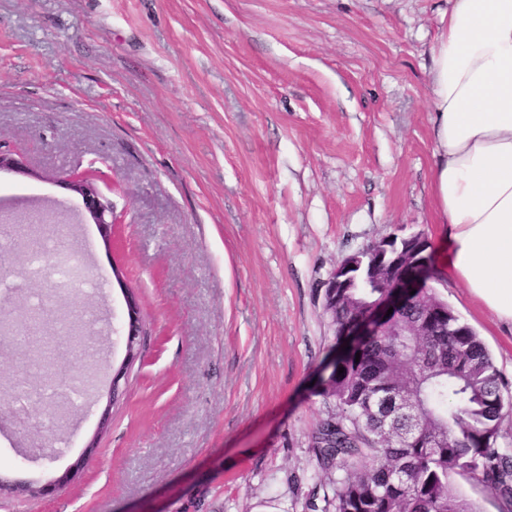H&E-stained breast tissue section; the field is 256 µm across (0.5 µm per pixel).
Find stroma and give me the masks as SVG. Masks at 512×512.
<instances>
[{"label": "stroma", "instance_id": "35a3bbf8", "mask_svg": "<svg viewBox=\"0 0 512 512\" xmlns=\"http://www.w3.org/2000/svg\"><path fill=\"white\" fill-rule=\"evenodd\" d=\"M449 0H0V238L61 331L17 326L0 407L32 364L98 371L34 439L0 417V512H309L311 433L336 354L325 284L348 254L428 238L430 285L489 350L512 395V333L453 280L429 188L430 46ZM120 222L104 244L68 177ZM142 356L109 401L123 288ZM96 440L97 449L84 446ZM76 471L66 486L57 480Z\"/></svg>", "mask_w": 512, "mask_h": 512}]
</instances>
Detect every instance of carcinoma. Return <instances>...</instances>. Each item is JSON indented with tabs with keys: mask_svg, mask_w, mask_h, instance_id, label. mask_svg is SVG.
<instances>
[{
	"mask_svg": "<svg viewBox=\"0 0 512 512\" xmlns=\"http://www.w3.org/2000/svg\"><path fill=\"white\" fill-rule=\"evenodd\" d=\"M339 293L343 303L334 320L341 340L386 289L354 269ZM426 315L433 329L423 333L418 322ZM329 367L318 395L333 410L312 433L313 451L320 470L345 476L312 488L311 512H480L455 488L456 476L476 480L494 495L499 512H512V455L499 447L512 397L504 396L476 332L433 289H421L393 312L385 330L363 337ZM391 389L417 407L415 430L405 431L402 413L381 428L375 400Z\"/></svg>",
	"mask_w": 512,
	"mask_h": 512,
	"instance_id": "carcinoma-1",
	"label": "carcinoma"
}]
</instances>
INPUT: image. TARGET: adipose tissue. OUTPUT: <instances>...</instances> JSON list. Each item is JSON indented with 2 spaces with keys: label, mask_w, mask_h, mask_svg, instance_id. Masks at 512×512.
<instances>
[{
  "label": "adipose tissue",
  "mask_w": 512,
  "mask_h": 512,
  "mask_svg": "<svg viewBox=\"0 0 512 512\" xmlns=\"http://www.w3.org/2000/svg\"><path fill=\"white\" fill-rule=\"evenodd\" d=\"M431 45V190L454 280L512 332V0H451Z\"/></svg>",
  "instance_id": "ef3b65f1"
}]
</instances>
